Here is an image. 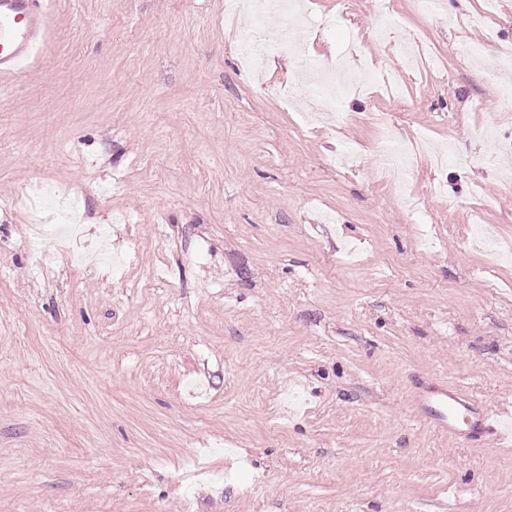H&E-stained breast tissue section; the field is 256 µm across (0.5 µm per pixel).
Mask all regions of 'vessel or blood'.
I'll use <instances>...</instances> for the list:
<instances>
[{"instance_id":"b4317fda","label":"vessel or blood","mask_w":512,"mask_h":512,"mask_svg":"<svg viewBox=\"0 0 512 512\" xmlns=\"http://www.w3.org/2000/svg\"><path fill=\"white\" fill-rule=\"evenodd\" d=\"M56 0H0V78L39 64L50 40ZM417 406L438 431L462 439L479 432L512 438L498 414L475 408L458 389L441 384L419 388Z\"/></svg>"}]
</instances>
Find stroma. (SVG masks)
I'll return each mask as SVG.
<instances>
[{"label":"stroma","mask_w":512,"mask_h":512,"mask_svg":"<svg viewBox=\"0 0 512 512\" xmlns=\"http://www.w3.org/2000/svg\"><path fill=\"white\" fill-rule=\"evenodd\" d=\"M224 2L59 0L43 64L0 81V512H512V446L415 402L434 379L512 420V0L485 26V0H389L434 52L415 75L378 0H306L307 54L403 83L308 127L297 57L243 60ZM376 113L427 137L404 191ZM450 143L483 165L435 167ZM37 184L123 269L36 266Z\"/></svg>","instance_id":"35a3bbf8"}]
</instances>
